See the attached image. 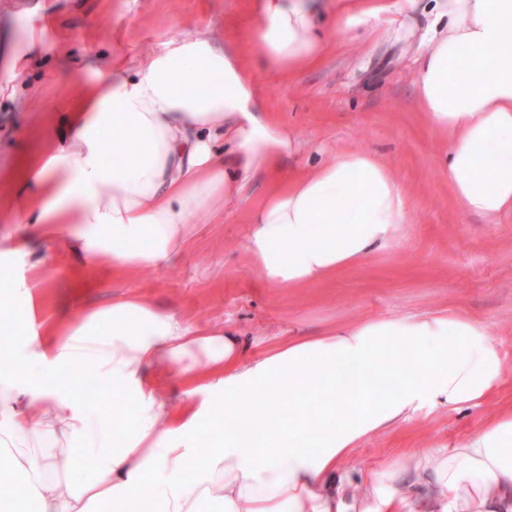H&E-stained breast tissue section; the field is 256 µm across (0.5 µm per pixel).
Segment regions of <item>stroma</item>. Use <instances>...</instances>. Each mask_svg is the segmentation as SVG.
<instances>
[{
    "instance_id": "obj_1",
    "label": "stroma",
    "mask_w": 512,
    "mask_h": 512,
    "mask_svg": "<svg viewBox=\"0 0 512 512\" xmlns=\"http://www.w3.org/2000/svg\"><path fill=\"white\" fill-rule=\"evenodd\" d=\"M252 0H0V194L17 157L34 151L80 91L72 74L99 56L144 64L166 42L199 27L217 39L255 28ZM40 41L29 48L31 32ZM273 117L299 140L288 160L296 173L333 161L343 150L386 160L405 191L411 222L394 247L358 267L305 288L270 286L245 248L250 212L267 188L252 177L246 197L225 205L219 224H198L188 246L167 265L132 274L111 264L52 260L57 243L30 244L26 264L0 270V285L41 282L35 306L15 300L18 325L36 317L71 324L88 310L135 291L195 325L222 326L263 357L287 338L390 317L464 314L482 320L498 345L505 375L483 402L457 410L427 405L409 419L362 440L350 466L375 470L426 448H450L512 408V213L496 222L467 213L448 185L447 146L424 125L413 70L395 35L337 44L296 77L256 72Z\"/></svg>"
}]
</instances>
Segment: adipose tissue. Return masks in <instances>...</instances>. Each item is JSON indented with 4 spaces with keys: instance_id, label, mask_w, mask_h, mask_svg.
Returning a JSON list of instances; mask_svg holds the SVG:
<instances>
[{
    "instance_id": "obj_1",
    "label": "adipose tissue",
    "mask_w": 512,
    "mask_h": 512,
    "mask_svg": "<svg viewBox=\"0 0 512 512\" xmlns=\"http://www.w3.org/2000/svg\"><path fill=\"white\" fill-rule=\"evenodd\" d=\"M417 5L402 0L390 12L380 0H338L336 32L343 42L362 25L401 33L418 110L448 138L453 197L486 219L510 214L512 0H430L426 28ZM256 11L253 55L198 29L141 67L101 60L61 128L15 161L17 189L0 198V212L20 231L0 255L24 258L30 235L50 239L64 226L66 249L87 263L127 274L165 265L196 221L213 223L256 172L270 184L246 249L270 285L315 284L393 245L408 216L388 165L344 150L285 174L299 143L254 88L255 70L295 76L320 62L330 49L327 7L258 0ZM131 150L133 164L117 163ZM71 368L110 383L134 413L116 419L83 403L57 378ZM157 373L177 374L188 396H201L181 421H169L150 382ZM503 375L499 347L467 316L345 325L250 360L231 331L193 327L132 292L61 337L28 336L0 353V478L22 489L30 512H512V409L455 447L359 477L348 465L362 440L427 404H479ZM283 381L303 391L285 419L254 402ZM219 420L223 439L198 447L199 431ZM38 433L64 436L67 455L32 447ZM64 457L92 462V478H64Z\"/></svg>"
}]
</instances>
